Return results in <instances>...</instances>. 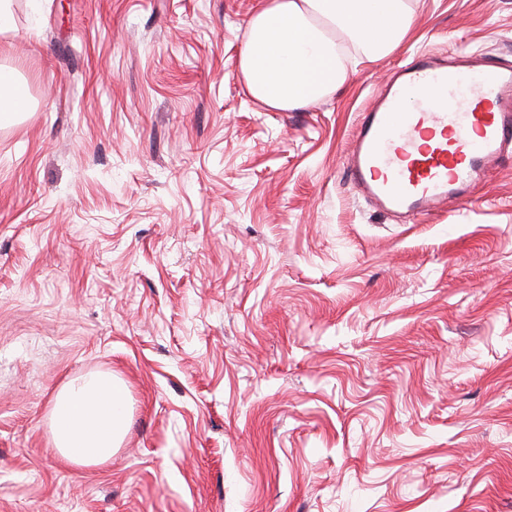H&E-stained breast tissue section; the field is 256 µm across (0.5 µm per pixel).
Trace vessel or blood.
Here are the masks:
<instances>
[{
  "label": "vessel or blood",
  "mask_w": 512,
  "mask_h": 512,
  "mask_svg": "<svg viewBox=\"0 0 512 512\" xmlns=\"http://www.w3.org/2000/svg\"><path fill=\"white\" fill-rule=\"evenodd\" d=\"M512 148V66L416 53L363 112L347 172L377 209L429 215L465 199Z\"/></svg>",
  "instance_id": "1"
}]
</instances>
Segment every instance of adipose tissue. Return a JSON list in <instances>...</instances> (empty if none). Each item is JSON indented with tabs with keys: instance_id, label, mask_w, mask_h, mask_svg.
<instances>
[{
	"instance_id": "obj_1",
	"label": "adipose tissue",
	"mask_w": 512,
	"mask_h": 512,
	"mask_svg": "<svg viewBox=\"0 0 512 512\" xmlns=\"http://www.w3.org/2000/svg\"><path fill=\"white\" fill-rule=\"evenodd\" d=\"M410 0H262L247 22L238 70L248 94L288 111L331 95L349 78L350 55L375 61L407 40ZM127 390L109 375L67 384L53 408V437L69 464L112 460L125 430Z\"/></svg>"
}]
</instances>
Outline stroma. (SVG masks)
<instances>
[{
	"label": "stroma",
	"mask_w": 512,
	"mask_h": 512,
	"mask_svg": "<svg viewBox=\"0 0 512 512\" xmlns=\"http://www.w3.org/2000/svg\"><path fill=\"white\" fill-rule=\"evenodd\" d=\"M259 0H11L0 71V512H512V155L394 218L344 160L413 53L512 65V0H414L404 45L278 112ZM128 389L67 464L62 388ZM127 390L112 375H91L63 387L53 408V437L69 464L102 466L112 461L125 430Z\"/></svg>",
	"instance_id": "1"
}]
</instances>
